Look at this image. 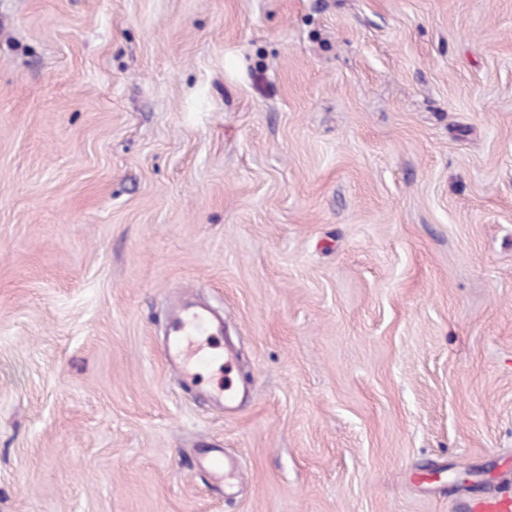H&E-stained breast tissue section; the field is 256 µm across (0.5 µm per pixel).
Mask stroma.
<instances>
[{
    "instance_id": "35a3bbf8",
    "label": "stroma",
    "mask_w": 512,
    "mask_h": 512,
    "mask_svg": "<svg viewBox=\"0 0 512 512\" xmlns=\"http://www.w3.org/2000/svg\"><path fill=\"white\" fill-rule=\"evenodd\" d=\"M183 300L224 319L234 415L223 368L166 363ZM485 494L512 496V0H0V512Z\"/></svg>"
}]
</instances>
